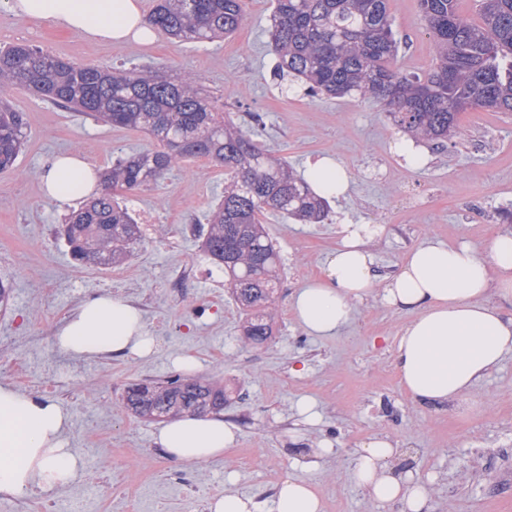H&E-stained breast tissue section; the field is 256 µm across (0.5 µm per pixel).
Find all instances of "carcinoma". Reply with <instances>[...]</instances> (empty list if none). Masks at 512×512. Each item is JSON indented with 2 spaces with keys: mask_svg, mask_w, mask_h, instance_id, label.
<instances>
[{
  "mask_svg": "<svg viewBox=\"0 0 512 512\" xmlns=\"http://www.w3.org/2000/svg\"><path fill=\"white\" fill-rule=\"evenodd\" d=\"M475 2L476 21L461 13L458 0H419L435 50L420 76L397 66L387 0H275L268 30L275 74L306 85L310 96L370 98L414 139L442 144L457 136L462 112H512V0ZM244 5L154 0L148 21L183 40L224 39L241 26ZM11 86L155 142L116 159L104 171L102 192L67 218L65 239L82 266L119 264L141 241L140 225L117 192L156 184L200 157L224 168V199L209 213L202 250L224 268L245 339L257 346L271 339L280 255L260 216L320 223L327 199L251 132L224 121L195 74L165 67L114 72L18 43L0 48V89ZM25 138L23 113L1 98L0 173L14 170ZM123 401L141 418H178L220 412L229 395L214 382L177 378L135 383Z\"/></svg>",
  "mask_w": 512,
  "mask_h": 512,
  "instance_id": "1",
  "label": "carcinoma"
}]
</instances>
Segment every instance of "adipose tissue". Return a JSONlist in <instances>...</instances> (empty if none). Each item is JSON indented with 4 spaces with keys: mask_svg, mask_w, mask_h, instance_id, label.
Instances as JSON below:
<instances>
[{
    "mask_svg": "<svg viewBox=\"0 0 512 512\" xmlns=\"http://www.w3.org/2000/svg\"><path fill=\"white\" fill-rule=\"evenodd\" d=\"M7 7L17 18L48 21L96 43L154 40L140 0H7ZM305 177L321 196L338 198L349 190L347 171L329 156L309 163ZM41 190L47 200L68 205L99 193L100 172L80 153L56 154L43 166ZM380 233L372 224L339 225V245L320 276L290 299L296 320L309 335L334 336L358 305L378 295L388 308L411 315L394 351L402 391L422 404L473 395L512 355V230L479 249L424 238L389 277L378 273L369 248ZM56 344L74 358H143L154 348L138 308L109 295L75 307L58 327ZM69 422L58 402L0 385V496L51 495L78 477L82 463L68 445ZM155 441L176 459L199 463L221 457L236 433L217 416H184L163 425ZM397 456L388 438L369 439L355 459L356 483L379 505L423 512L427 485L413 471L398 470ZM295 466L296 473L278 483L272 512H323L310 476L318 462L299 459Z\"/></svg>",
    "mask_w": 512,
    "mask_h": 512,
    "instance_id": "obj_1",
    "label": "adipose tissue"
}]
</instances>
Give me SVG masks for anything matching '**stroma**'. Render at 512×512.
<instances>
[{
    "mask_svg": "<svg viewBox=\"0 0 512 512\" xmlns=\"http://www.w3.org/2000/svg\"><path fill=\"white\" fill-rule=\"evenodd\" d=\"M404 72L425 74L434 57L423 32L418 0H389ZM272 0H245V20L224 40L183 41L156 32L153 44L107 46L61 31L47 21L14 17L0 0V45L25 43L63 59L124 71L146 66L202 76L225 120L254 130L273 155L304 173L309 160L334 156L347 170V197L329 202L322 223L262 217L281 258L283 275L273 304L276 333L262 347L244 342L241 316L224 286V273L202 259L199 235L224 195V170L198 158L159 183L119 199L133 216L152 213L156 226L116 266L86 268L62 236L65 212L45 199L40 166L52 154L77 151L96 167L120 155L153 148L145 133L103 125L11 88L4 95L24 115L27 143L13 172L0 174V279L12 287L0 311V344L23 360L22 377L0 370V383L20 391L56 385L51 398L71 414L69 445L82 449L85 468L101 467L87 512H205L234 491L270 505L294 459L322 443L331 453L313 474L324 512H398L379 508L354 479L363 441L389 436L428 483V512H512V356L473 397L437 407L409 398L394 367L395 336L409 316L379 297L359 305L349 326L330 337L308 335L289 309L293 293L321 270L344 223L378 224L371 244L381 272H395L425 236L482 246L511 222L512 114L473 109L459 117L457 144H419L425 162L410 168L394 156L399 136L378 102L359 97H311L281 92L273 75L267 29ZM134 301L156 339L146 358L110 355L74 360L55 347L60 322L81 301L99 295ZM47 334L34 332L35 325ZM192 358L196 377L239 390L223 410L238 428L224 456L188 464L197 491L172 482L157 459L159 422L135 416L122 403L129 383L181 375L177 361ZM311 404L317 424L303 422ZM116 483L136 487L133 499L112 495Z\"/></svg>",
    "mask_w": 512,
    "mask_h": 512,
    "instance_id": "obj_1",
    "label": "stroma"
}]
</instances>
